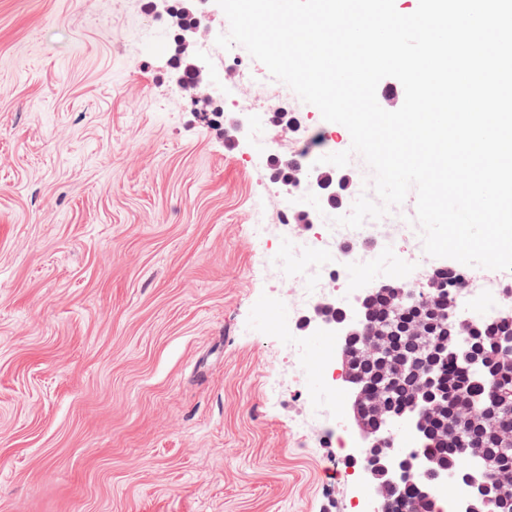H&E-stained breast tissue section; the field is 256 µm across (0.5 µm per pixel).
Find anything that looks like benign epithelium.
<instances>
[{
	"label": "benign epithelium",
	"mask_w": 512,
	"mask_h": 512,
	"mask_svg": "<svg viewBox=\"0 0 512 512\" xmlns=\"http://www.w3.org/2000/svg\"><path fill=\"white\" fill-rule=\"evenodd\" d=\"M215 0H195L196 22L179 27L175 41L180 50L191 60L195 72V81L191 85L183 82L177 71H171L172 82L180 89L191 93L205 105H215L224 101V87L217 86L211 79L208 58L192 49L198 43L202 32L207 29L209 8ZM254 115L251 109L242 108L233 124L236 136L245 138L251 132ZM293 182L305 184L304 196L311 200H322L321 180L308 168H295ZM379 288H389L398 297L403 298L405 291L398 283L381 282L369 288L352 289V301L341 307L332 302H320L308 312L301 322L302 328L310 335L334 336L339 340L341 358V376L351 390L353 416L356 422L365 462L361 466V478L370 493L368 512H385L388 500L395 495L401 482L412 477L423 483V494L433 493L442 482L455 480L465 494V507L462 512H472L475 504L471 499L495 492L501 496L512 494V469H496L492 473L476 476L465 469L461 472H447L441 469L434 458L419 449L401 450L394 447L391 429L407 425L429 439L426 425L435 412L444 406L435 402L432 394L436 382L433 377V364L450 357H462L470 366L481 369V355L469 347L466 333L475 322V318L465 315L462 307L451 309L449 316L453 320L457 335L448 337V341L436 343L431 348L429 358L413 357L404 362L387 363L390 356L388 341L382 326L375 324L366 312L368 301ZM381 366L379 378L382 384L375 390L365 392L362 376L358 367L362 364ZM414 381L417 391L427 393L426 403L413 401L408 404L412 418H387L389 406L388 382L402 376ZM496 411L493 403L479 407L472 404L461 409L470 428L456 437L460 448H472L481 454L492 443H512V420L504 419L495 424L493 434L485 431L484 422Z\"/></svg>",
	"instance_id": "7a95c632"
}]
</instances>
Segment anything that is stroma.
Instances as JSON below:
<instances>
[{
    "label": "stroma",
    "instance_id": "35a3bbf8",
    "mask_svg": "<svg viewBox=\"0 0 512 512\" xmlns=\"http://www.w3.org/2000/svg\"><path fill=\"white\" fill-rule=\"evenodd\" d=\"M212 12L203 38L223 114L198 111L166 66L169 33L147 0H0V512H352L358 476L336 470L353 431L349 390L295 366L336 352L299 319L302 293L270 260L311 233L281 224L267 158L324 121ZM300 119L302 135L227 128L240 105ZM344 202L373 174L359 154ZM416 196L366 233L378 259L357 285L412 281Z\"/></svg>",
    "mask_w": 512,
    "mask_h": 512
}]
</instances>
